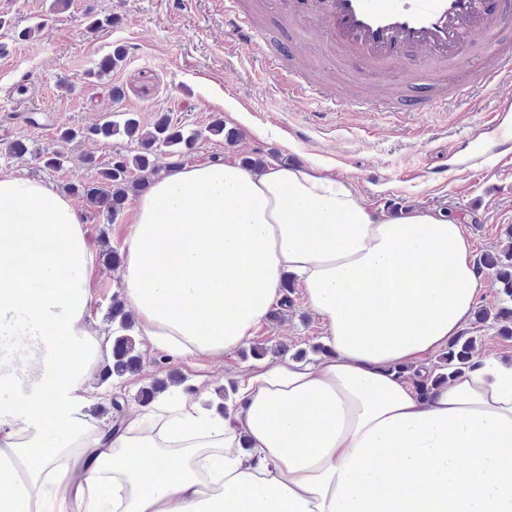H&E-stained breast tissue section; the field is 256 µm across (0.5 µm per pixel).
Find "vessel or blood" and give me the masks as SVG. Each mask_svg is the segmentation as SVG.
<instances>
[{
    "instance_id": "1",
    "label": "vessel or blood",
    "mask_w": 512,
    "mask_h": 512,
    "mask_svg": "<svg viewBox=\"0 0 512 512\" xmlns=\"http://www.w3.org/2000/svg\"><path fill=\"white\" fill-rule=\"evenodd\" d=\"M285 21L314 28L317 39L331 54L324 58L335 66L333 49L355 59L360 75L386 74L400 68L409 53H419L427 63L422 79L437 84L429 109L447 106L472 92L512 82V51L502 50L498 36L504 26V7L490 0H276ZM237 0H224L232 13L238 40L255 36V23L237 13ZM272 78L289 93L319 102L320 86L303 89L288 81V72L270 61Z\"/></svg>"
}]
</instances>
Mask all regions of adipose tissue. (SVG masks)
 Segmentation results:
<instances>
[{
    "label": "adipose tissue",
    "mask_w": 512,
    "mask_h": 512,
    "mask_svg": "<svg viewBox=\"0 0 512 512\" xmlns=\"http://www.w3.org/2000/svg\"><path fill=\"white\" fill-rule=\"evenodd\" d=\"M122 298L152 349L223 356L293 275L327 355L263 365L220 415L186 394L152 426L85 432L101 359L82 218L0 170V512H512V361L428 394L400 374L446 348L483 287L463 225L386 218L350 184L277 163L184 166L140 197Z\"/></svg>",
    "instance_id": "obj_1"
}]
</instances>
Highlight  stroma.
Returning <instances> with one entry per match:
<instances>
[{
    "label": "stroma",
    "mask_w": 512,
    "mask_h": 512,
    "mask_svg": "<svg viewBox=\"0 0 512 512\" xmlns=\"http://www.w3.org/2000/svg\"><path fill=\"white\" fill-rule=\"evenodd\" d=\"M241 10L257 14L255 41L238 43L224 24V0H66L50 11V0H0V169L48 184L81 212L95 260L88 273L93 316L103 333L101 367L86 381L90 401L85 415L101 427L156 412L170 402L161 394L153 403L141 392L171 377L183 378L204 407L222 404L225 388L259 364L317 362L325 326L295 290L291 307L270 316L254 337L221 359H182L150 350L132 330L141 356L136 372L104 377L112 361L109 308L121 292L120 268L102 257L104 244L119 246L138 202L129 195L114 219L96 213L76 191L87 179L82 156L133 155L137 144L122 135L68 141L60 128L89 130L122 113H136L142 130L161 115L185 131L202 136L180 156L182 165L253 159L306 167L349 183L372 210L389 217L422 209L452 215L464 224L473 257L499 249L512 227V156L501 153L478 160V144L492 145L494 120L512 122V84L469 94L434 112L315 111L289 98L266 79L268 52L278 53L294 81H320L338 93L351 60L325 72L313 61L319 48L300 43L295 28L280 17L271 0H238ZM111 17L99 32L88 31L86 15ZM33 27L31 37L18 33ZM124 58L107 73L99 62L115 51ZM361 93L391 97L413 106L431 93L427 83L406 75L372 77ZM33 111L35 123L14 116ZM223 120L224 132L207 128ZM23 140L28 155L9 154L11 141ZM46 149L66 164L48 170L33 153Z\"/></svg>",
    "instance_id": "35a3bbf8"
}]
</instances>
